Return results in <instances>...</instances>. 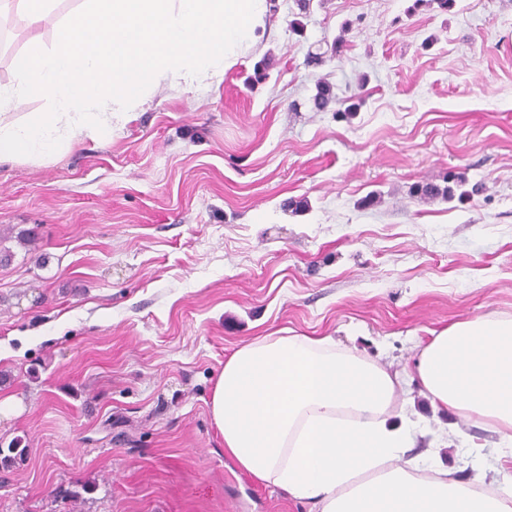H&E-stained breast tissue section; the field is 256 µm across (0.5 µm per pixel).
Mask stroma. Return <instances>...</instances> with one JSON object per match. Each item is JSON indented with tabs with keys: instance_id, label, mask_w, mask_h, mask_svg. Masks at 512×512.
<instances>
[{
	"instance_id": "35a3bbf8",
	"label": "stroma",
	"mask_w": 512,
	"mask_h": 512,
	"mask_svg": "<svg viewBox=\"0 0 512 512\" xmlns=\"http://www.w3.org/2000/svg\"><path fill=\"white\" fill-rule=\"evenodd\" d=\"M411 3L274 0L220 84L161 85L126 126L0 164V393L22 406L0 446L25 448L0 512H309L225 456L208 401L228 355L287 328L411 371L434 332L512 317V0ZM80 4L34 29L0 8V87ZM320 81L356 115L317 110ZM451 172L470 198L413 194ZM401 399L423 417L407 457L470 482L452 429L494 484L496 434L419 383Z\"/></svg>"
}]
</instances>
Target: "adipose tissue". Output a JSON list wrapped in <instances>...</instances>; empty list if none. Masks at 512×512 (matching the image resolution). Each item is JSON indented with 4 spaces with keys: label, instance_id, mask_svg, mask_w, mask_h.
Segmentation results:
<instances>
[{
    "label": "adipose tissue",
    "instance_id": "1",
    "mask_svg": "<svg viewBox=\"0 0 512 512\" xmlns=\"http://www.w3.org/2000/svg\"><path fill=\"white\" fill-rule=\"evenodd\" d=\"M432 409L491 427L512 462V318L452 324L416 367ZM407 374L336 350L327 337L270 334L230 354L209 401L224 451L258 481L309 503L310 512H512V471L483 489V447L468 442L463 484L406 459L416 424L396 418Z\"/></svg>",
    "mask_w": 512,
    "mask_h": 512
}]
</instances>
